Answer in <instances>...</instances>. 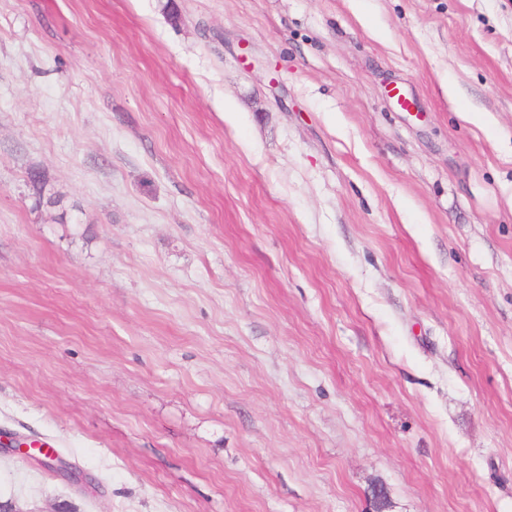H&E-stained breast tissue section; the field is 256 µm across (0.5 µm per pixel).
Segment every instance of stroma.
Listing matches in <instances>:
<instances>
[{
  "label": "stroma",
  "instance_id": "35a3bbf8",
  "mask_svg": "<svg viewBox=\"0 0 512 512\" xmlns=\"http://www.w3.org/2000/svg\"><path fill=\"white\" fill-rule=\"evenodd\" d=\"M0 431L91 479L17 512H512V0H0Z\"/></svg>",
  "mask_w": 512,
  "mask_h": 512
}]
</instances>
